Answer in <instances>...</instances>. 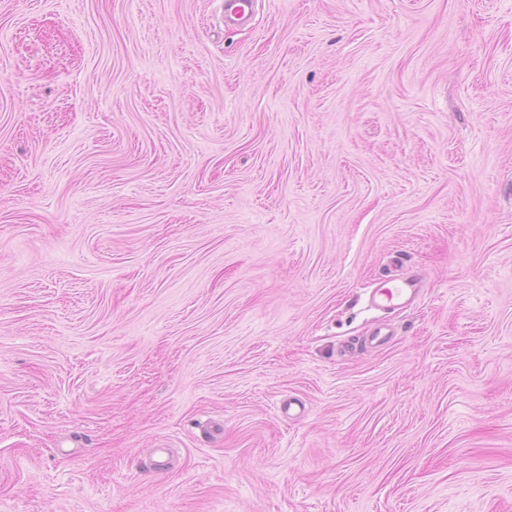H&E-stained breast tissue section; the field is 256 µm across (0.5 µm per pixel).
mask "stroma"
<instances>
[{
	"label": "stroma",
	"mask_w": 512,
	"mask_h": 512,
	"mask_svg": "<svg viewBox=\"0 0 512 512\" xmlns=\"http://www.w3.org/2000/svg\"><path fill=\"white\" fill-rule=\"evenodd\" d=\"M255 2L0 0V512H512V0ZM253 14V0H224V25L234 27L248 22ZM424 288L417 276H404L385 280L375 291V296L386 304H396L418 297Z\"/></svg>",
	"instance_id": "stroma-1"
}]
</instances>
